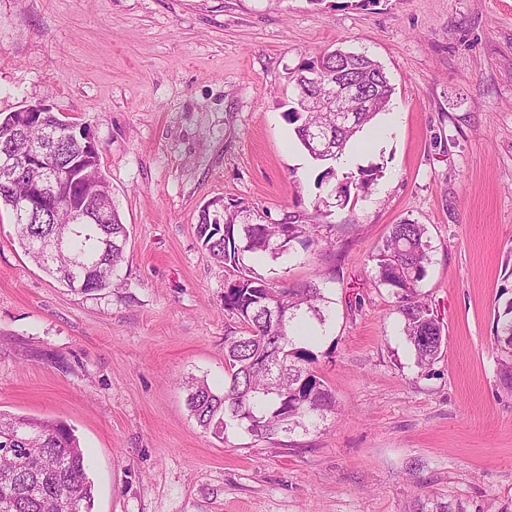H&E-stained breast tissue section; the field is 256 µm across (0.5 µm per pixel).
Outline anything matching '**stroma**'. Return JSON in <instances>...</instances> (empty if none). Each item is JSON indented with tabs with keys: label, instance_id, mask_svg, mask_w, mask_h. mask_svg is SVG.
<instances>
[{
	"label": "stroma",
	"instance_id": "35a3bbf8",
	"mask_svg": "<svg viewBox=\"0 0 512 512\" xmlns=\"http://www.w3.org/2000/svg\"><path fill=\"white\" fill-rule=\"evenodd\" d=\"M394 88L353 140L380 165L340 203L284 118L293 74L327 50ZM43 102L94 137L129 229L109 288L81 293L20 248L0 210V411L72 428L93 512H512V392L498 309L512 300V0H0V113ZM223 199L243 220L299 216L317 241L278 259L212 258L196 236ZM425 225L420 291L447 344L419 369L371 255ZM329 299L315 368L336 411L288 445L219 439L185 378L224 381L240 268ZM495 345L500 353L499 380L512 391V301L496 315Z\"/></svg>",
	"mask_w": 512,
	"mask_h": 512
}]
</instances>
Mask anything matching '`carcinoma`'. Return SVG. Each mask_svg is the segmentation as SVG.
<instances>
[{"label": "carcinoma", "mask_w": 512, "mask_h": 512, "mask_svg": "<svg viewBox=\"0 0 512 512\" xmlns=\"http://www.w3.org/2000/svg\"><path fill=\"white\" fill-rule=\"evenodd\" d=\"M320 65L331 79L357 80L362 71L373 76L365 86L367 96L377 97L367 112L354 113V123L338 127L335 115L320 110L317 90L306 83L307 69ZM295 91L305 88L306 102H297L285 113L303 149L309 132L322 129L329 150L313 160L325 165L318 184L334 179L335 193L346 202L351 190L362 191L376 180L380 167L338 173L334 163L348 142L388 106L393 88L384 69L363 54L345 51L321 53L301 65L294 76ZM17 110L0 117V167L51 136H62L59 114ZM79 153L73 142L60 144L46 154V166L64 165ZM103 199L99 206L86 204L88 215L81 224L66 221L70 206L81 207L83 184L67 183L59 189L55 211L20 218L16 191L0 180V206L10 209L21 248L50 276L66 287L94 292L112 284L124 260L128 228L112 201L100 160L84 159ZM312 225L283 219L277 224L262 221L239 223L238 212L229 209L214 215L201 211L196 235L215 259L234 263L250 253L277 259L294 244L310 247ZM61 242L52 254L37 251L43 240ZM431 245L426 228L409 220L391 226L384 244L372 256L376 279L393 290L405 321L406 341L417 366L428 369L446 344L443 324L433 307L420 297L419 284L430 261ZM328 298L324 283L306 281L277 288L262 277L242 275L224 288V311L244 327L242 336L224 338V383L213 388L204 379L185 382L187 406L197 424L218 438L237 430L261 439L288 437L309 431L318 418L336 411L331 389L317 375V355L306 344L314 337L301 336L297 324L305 318L323 324ZM495 345L500 353L499 380L512 391V301L496 315ZM0 512H92V483L83 450L72 431L62 423L0 412Z\"/></svg>", "instance_id": "obj_1"}]
</instances>
